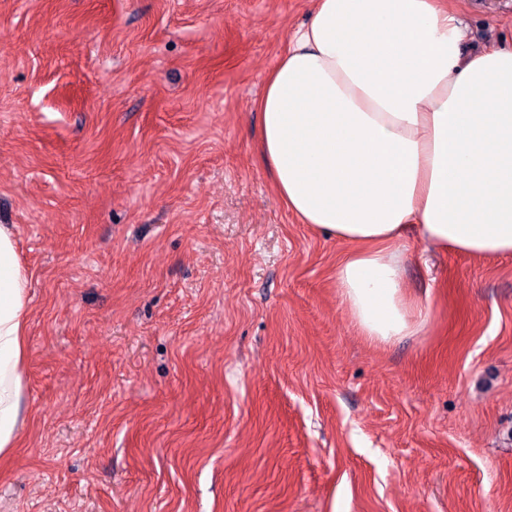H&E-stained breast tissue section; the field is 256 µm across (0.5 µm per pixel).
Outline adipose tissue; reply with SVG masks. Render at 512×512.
Wrapping results in <instances>:
<instances>
[{
	"instance_id": "1",
	"label": "adipose tissue",
	"mask_w": 512,
	"mask_h": 512,
	"mask_svg": "<svg viewBox=\"0 0 512 512\" xmlns=\"http://www.w3.org/2000/svg\"><path fill=\"white\" fill-rule=\"evenodd\" d=\"M265 77L261 152L301 223L348 244L340 300L370 343L423 326L398 242L512 255V45L468 56L455 0H312ZM30 275L0 225V456L26 396Z\"/></svg>"
}]
</instances>
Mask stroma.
Here are the masks:
<instances>
[{"label": "stroma", "mask_w": 512, "mask_h": 512, "mask_svg": "<svg viewBox=\"0 0 512 512\" xmlns=\"http://www.w3.org/2000/svg\"><path fill=\"white\" fill-rule=\"evenodd\" d=\"M309 0H0V224L31 275L0 512H512V255L402 240L423 330L360 336L349 247L259 148ZM468 52L512 0H466Z\"/></svg>", "instance_id": "obj_1"}]
</instances>
